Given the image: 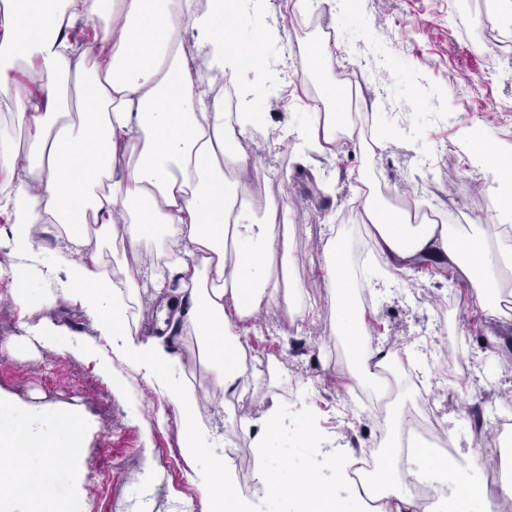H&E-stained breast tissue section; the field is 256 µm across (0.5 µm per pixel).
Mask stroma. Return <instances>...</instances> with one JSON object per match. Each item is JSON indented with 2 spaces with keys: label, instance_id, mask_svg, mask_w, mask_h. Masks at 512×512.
<instances>
[{
  "label": "stroma",
  "instance_id": "35a3bbf8",
  "mask_svg": "<svg viewBox=\"0 0 512 512\" xmlns=\"http://www.w3.org/2000/svg\"><path fill=\"white\" fill-rule=\"evenodd\" d=\"M240 5V40H251L253 16L265 21V64L228 69L216 79L234 87L238 110L263 116L264 132L240 143L257 168L248 188L288 204L293 277L304 310L280 301L255 321L248 343L262 364L250 382L256 400L239 419L219 417L212 402H202L207 440L223 450L225 427L241 419L261 422L285 404L283 391L297 377L305 383L302 405L325 437L322 452L354 457L379 432L372 415L350 411L355 383L336 334L323 255L326 241L336 237L372 343L388 353L407 351V363L394 372V412L408 413L427 389L451 424L456 457L486 452L485 466L467 478L491 481L485 496L498 512L512 484V436L478 420L490 407L512 404V316L487 314L461 298L469 287L462 277L450 282L387 265L361 222L352 175L366 171L421 215L451 213L464 225L484 215L499 184L469 158L468 148L487 138L499 154L512 155V55L497 52L498 43L512 41V21L494 0H466L456 22L448 18V0H334L322 14L352 47L334 64L366 74L363 129L389 127L393 134L375 153L350 141L332 156L295 144L294 128L315 121L321 82L305 55L283 56L284 0ZM9 283L0 277V416L23 418L48 439L59 418L81 425V453L54 475L56 499H80L84 512H210L208 490L167 395L190 384L183 360L150 383L134 373L137 390L123 388L114 380L123 364L122 338L106 340L78 303L33 307L7 297ZM45 330L54 339L36 340Z\"/></svg>",
  "mask_w": 512,
  "mask_h": 512
}]
</instances>
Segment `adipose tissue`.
<instances>
[{"label": "adipose tissue", "mask_w": 512, "mask_h": 512, "mask_svg": "<svg viewBox=\"0 0 512 512\" xmlns=\"http://www.w3.org/2000/svg\"><path fill=\"white\" fill-rule=\"evenodd\" d=\"M254 39L242 44L224 23V0H0V242L10 241L25 264L12 267L10 297H27L31 267L42 270L44 298L79 301L97 316L104 335L127 336L145 291L163 300L183 341L203 350L214 383L235 392L249 377L244 338L259 311L274 304L289 283L287 233L273 222L287 204L269 203L267 219L254 218L242 175L249 163L237 149L252 134L256 113L228 116L223 95L211 89L208 70L235 67L241 57L262 60V17ZM197 32L193 51L184 36ZM208 70H201L198 58ZM348 113L325 112L297 137L320 154L354 139ZM471 155L496 170L504 191L486 220L467 226L410 223L388 209L371 181L358 175L355 192L377 250L392 264L442 256L468 277L474 306L497 315L512 270V171L500 169L487 142ZM123 225V240L137 252L158 241L157 257L110 270L100 245ZM57 228L51 261L34 237ZM352 377L389 356L365 342L345 253L336 240L324 246ZM65 270L66 280L55 277ZM178 281L170 291V281ZM57 461L50 445L30 437L23 421L0 427V471L14 480L0 496H42L36 512H59L46 495ZM418 470L387 466L383 496L404 512H438L410 492Z\"/></svg>", "instance_id": "ef3b65f1"}]
</instances>
